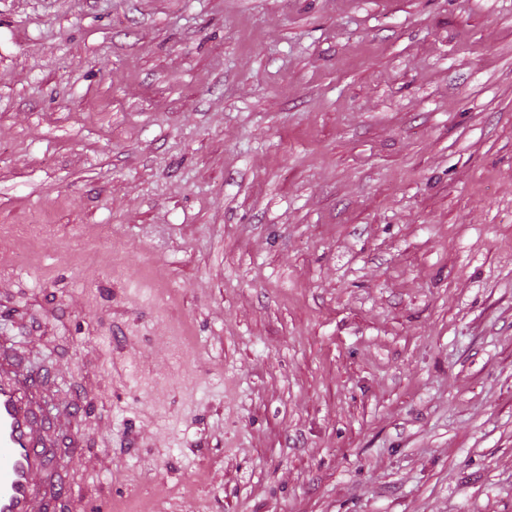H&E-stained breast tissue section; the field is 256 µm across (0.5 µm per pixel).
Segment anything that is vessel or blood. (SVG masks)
<instances>
[{
	"label": "vessel or blood",
	"mask_w": 512,
	"mask_h": 512,
	"mask_svg": "<svg viewBox=\"0 0 512 512\" xmlns=\"http://www.w3.org/2000/svg\"><path fill=\"white\" fill-rule=\"evenodd\" d=\"M48 387L42 371L0 358V512H54L70 495L61 485L40 491L50 467L41 434L50 423L39 418L36 400Z\"/></svg>",
	"instance_id": "vessel-or-blood-1"
}]
</instances>
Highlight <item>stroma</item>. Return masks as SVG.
<instances>
[{
  "mask_svg": "<svg viewBox=\"0 0 512 512\" xmlns=\"http://www.w3.org/2000/svg\"><path fill=\"white\" fill-rule=\"evenodd\" d=\"M0 351L106 512H512V0H0Z\"/></svg>",
  "mask_w": 512,
  "mask_h": 512,
  "instance_id": "35a3bbf8",
  "label": "stroma"
}]
</instances>
